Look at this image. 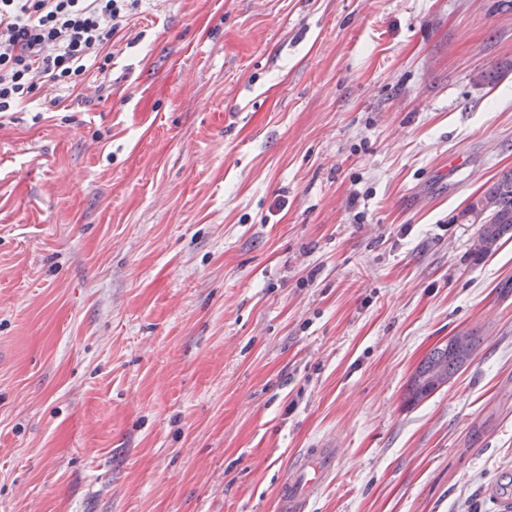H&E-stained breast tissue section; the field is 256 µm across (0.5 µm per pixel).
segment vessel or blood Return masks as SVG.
<instances>
[{
	"instance_id": "1",
	"label": "vessel or blood",
	"mask_w": 512,
	"mask_h": 512,
	"mask_svg": "<svg viewBox=\"0 0 512 512\" xmlns=\"http://www.w3.org/2000/svg\"><path fill=\"white\" fill-rule=\"evenodd\" d=\"M338 455V448L320 444L296 460L279 489L284 512H306L310 498L331 477Z\"/></svg>"
}]
</instances>
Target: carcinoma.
Wrapping results in <instances>:
<instances>
[{"instance_id":"carcinoma-1","label":"carcinoma","mask_w":512,"mask_h":512,"mask_svg":"<svg viewBox=\"0 0 512 512\" xmlns=\"http://www.w3.org/2000/svg\"><path fill=\"white\" fill-rule=\"evenodd\" d=\"M463 224L481 225L474 242L472 257L475 262L493 254L500 241L512 234V170L500 173L492 185L460 212ZM479 343L478 337L466 332L448 338V343L433 349L418 365L416 372L423 375L435 369L438 381H449L471 359ZM437 390L435 383L407 386L406 402L414 405Z\"/></svg>"}]
</instances>
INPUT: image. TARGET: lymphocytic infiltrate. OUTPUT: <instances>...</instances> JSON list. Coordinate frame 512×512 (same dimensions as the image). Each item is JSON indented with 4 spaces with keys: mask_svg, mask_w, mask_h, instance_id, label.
<instances>
[{
    "mask_svg": "<svg viewBox=\"0 0 512 512\" xmlns=\"http://www.w3.org/2000/svg\"><path fill=\"white\" fill-rule=\"evenodd\" d=\"M139 0H0V113L105 75Z\"/></svg>",
    "mask_w": 512,
    "mask_h": 512,
    "instance_id": "f902f5d3",
    "label": "lymphocytic infiltrate"
}]
</instances>
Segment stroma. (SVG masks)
<instances>
[{"label":"stroma","mask_w":512,"mask_h":512,"mask_svg":"<svg viewBox=\"0 0 512 512\" xmlns=\"http://www.w3.org/2000/svg\"><path fill=\"white\" fill-rule=\"evenodd\" d=\"M497 2L140 0L0 114V512H280L328 438L307 512H498L512 237L457 219L512 169ZM478 343L477 336L466 332L461 336H451L447 344L433 349L416 368L418 376L407 386L406 402L414 405L438 390L436 383L450 381L471 359ZM436 368L439 373L437 382H423L420 387L415 385L419 376ZM294 463L288 479L279 489L284 512H305L310 498L323 486L335 470L340 448L316 445Z\"/></svg>","instance_id":"stroma-1"}]
</instances>
